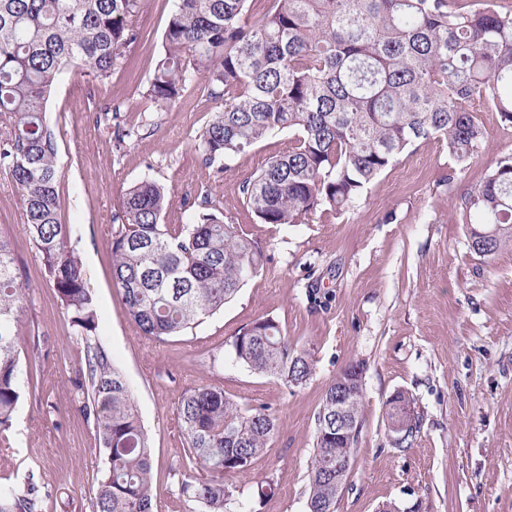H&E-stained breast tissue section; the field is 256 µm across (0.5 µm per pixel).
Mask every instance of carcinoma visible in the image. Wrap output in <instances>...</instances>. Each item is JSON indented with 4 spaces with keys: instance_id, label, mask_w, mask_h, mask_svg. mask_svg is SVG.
<instances>
[{
    "instance_id": "obj_1",
    "label": "carcinoma",
    "mask_w": 512,
    "mask_h": 512,
    "mask_svg": "<svg viewBox=\"0 0 512 512\" xmlns=\"http://www.w3.org/2000/svg\"><path fill=\"white\" fill-rule=\"evenodd\" d=\"M143 0H0V170L21 192L27 231L69 324L85 340L87 393L106 468L92 512H152L150 437L124 375L96 340L98 309L61 220L60 180L45 105L68 68L106 79L122 48L139 39ZM253 0H177L146 90L166 110L202 80L219 110L198 137L217 174L228 158L290 131L288 152L268 158L240 186L262 224H307L338 215L420 142L434 139L464 168L484 136L480 112L512 123V10L472 8L462 0H268L249 21ZM172 197L144 180L123 199L112 236L113 279L145 336L182 335L224 308L263 265L259 244L224 222L220 200L204 197L187 224H164ZM461 223L489 236L469 244L487 259L512 245V153L491 162L464 197ZM26 288L10 243L0 237V433L38 369L20 367L18 323ZM237 362L285 387L305 384L313 349L293 345L267 317L233 337ZM331 382L316 414L309 512L336 499V463L348 480L358 438L336 435ZM187 452L177 468L189 512H227L278 433L262 406L243 408L219 386L188 391L177 408ZM41 487L28 478L0 487V512H41ZM331 504V503H329ZM331 507H336L332 503Z\"/></svg>"
}]
</instances>
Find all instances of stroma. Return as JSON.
Returning <instances> with one entry per match:
<instances>
[{
	"label": "stroma",
	"mask_w": 512,
	"mask_h": 512,
	"mask_svg": "<svg viewBox=\"0 0 512 512\" xmlns=\"http://www.w3.org/2000/svg\"><path fill=\"white\" fill-rule=\"evenodd\" d=\"M176 0H144L141 38L105 80L70 69L58 78L46 120L61 171V220L95 295L96 334L126 377L150 436L154 512H184L176 466L186 443L176 407L189 390L216 385L248 406L265 405L279 432L254 465L271 476L272 495L242 493L245 512H308L315 417L329 383L350 363L363 366L362 428L336 512H512V247L482 262L457 221L464 198L492 160L512 152V124L480 120L486 138L456 171L436 141L413 147L385 170L363 200L336 219L262 224L239 186L269 157L287 151L281 132L229 160L205 166L197 138L216 103L199 88L159 110L145 97ZM126 132L117 145V132ZM152 180L173 196L164 221L182 224L205 195L223 204L225 222L256 240L263 266L223 310L185 335L141 336L112 278V235L128 188ZM0 236L14 251L28 290L20 315L21 361L35 360L39 389L24 395L0 450V487L34 477L42 512H91L103 468L93 419L80 410L74 380L84 343L71 329L24 224L21 196L0 171ZM326 303L311 302V289ZM279 320L289 341L313 345L315 371L287 388L234 359L231 342L257 319ZM404 392L420 419L408 448L394 447L387 402Z\"/></svg>",
	"instance_id": "stroma-1"
}]
</instances>
